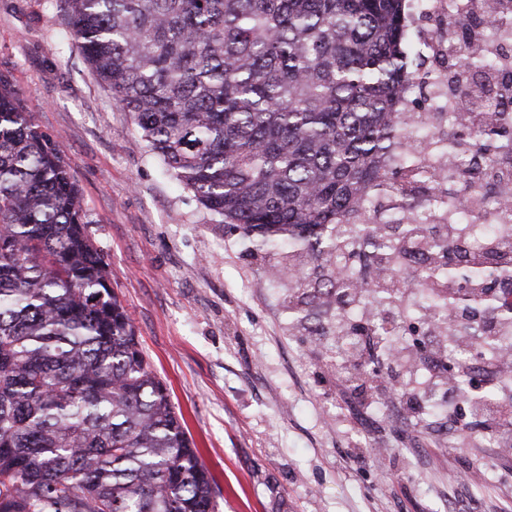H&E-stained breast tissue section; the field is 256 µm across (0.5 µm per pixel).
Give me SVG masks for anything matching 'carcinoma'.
Masks as SVG:
<instances>
[{"label":"carcinoma","mask_w":512,"mask_h":512,"mask_svg":"<svg viewBox=\"0 0 512 512\" xmlns=\"http://www.w3.org/2000/svg\"><path fill=\"white\" fill-rule=\"evenodd\" d=\"M76 48L129 112L167 171L289 275L286 308L336 315L369 306L353 333L390 350L405 292L430 291L425 334L462 312L512 322L493 285L499 259L452 247L449 204L497 196L512 216V132L498 113L440 127L404 112L402 92L438 84L409 66L408 0H60ZM512 11L461 2L443 56L492 66L469 41ZM62 146L0 76V512H216L213 479L112 292Z\"/></svg>","instance_id":"obj_1"}]
</instances>
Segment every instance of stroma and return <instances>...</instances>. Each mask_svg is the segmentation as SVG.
<instances>
[{"label": "stroma", "mask_w": 512, "mask_h": 512, "mask_svg": "<svg viewBox=\"0 0 512 512\" xmlns=\"http://www.w3.org/2000/svg\"><path fill=\"white\" fill-rule=\"evenodd\" d=\"M56 0H0V75L60 142L111 286L167 383L219 512H512V454L449 440L442 389L369 402L332 338L292 327L286 282L224 234L71 46ZM478 482L461 491L458 476Z\"/></svg>", "instance_id": "obj_1"}]
</instances>
